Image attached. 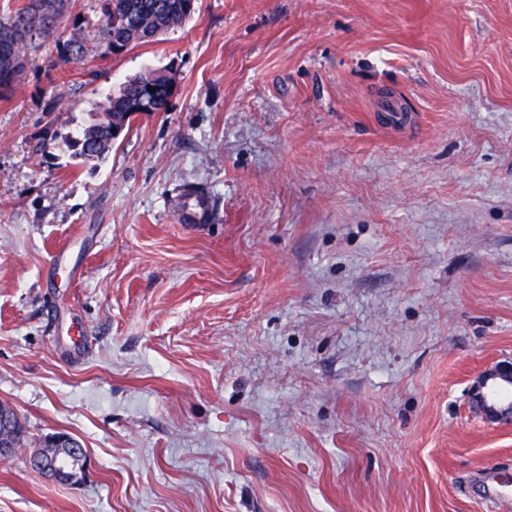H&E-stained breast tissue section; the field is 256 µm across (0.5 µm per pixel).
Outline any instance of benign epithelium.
<instances>
[{
	"label": "benign epithelium",
	"instance_id": "obj_1",
	"mask_svg": "<svg viewBox=\"0 0 512 512\" xmlns=\"http://www.w3.org/2000/svg\"><path fill=\"white\" fill-rule=\"evenodd\" d=\"M504 390H512V361L495 364L477 381L474 406L492 420H512V402L500 397ZM30 459L38 475L73 486L82 484L89 468L81 444L62 432L46 436Z\"/></svg>",
	"mask_w": 512,
	"mask_h": 512
}]
</instances>
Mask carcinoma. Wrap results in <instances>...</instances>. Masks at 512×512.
Returning a JSON list of instances; mask_svg holds the SVG:
<instances>
[{"mask_svg":"<svg viewBox=\"0 0 512 512\" xmlns=\"http://www.w3.org/2000/svg\"><path fill=\"white\" fill-rule=\"evenodd\" d=\"M96 20L75 18L65 38L52 39L64 21L68 0H27L0 11V96L14 90L33 54L45 49L63 65L80 64L97 53L120 52L158 41L192 18L184 0H97ZM173 77L150 72L130 80L99 104L95 119L57 148L81 163L100 161L112 149V126H123L132 107L143 101L146 85L159 88L164 105Z\"/></svg>","mask_w":512,"mask_h":512,"instance_id":"cac0c4a2","label":"carcinoma"}]
</instances>
